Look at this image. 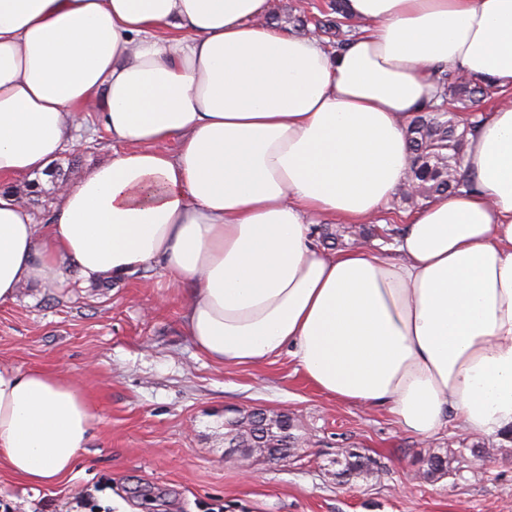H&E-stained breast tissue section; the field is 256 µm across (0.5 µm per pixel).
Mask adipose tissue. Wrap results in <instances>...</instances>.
Masks as SVG:
<instances>
[{"mask_svg": "<svg viewBox=\"0 0 512 512\" xmlns=\"http://www.w3.org/2000/svg\"><path fill=\"white\" fill-rule=\"evenodd\" d=\"M270 0H0V177L45 174L96 113L122 152L57 183L49 223L0 193V305L21 288L159 268L214 362L289 355L323 393L434 434L512 430V101L469 138L471 188L430 198L395 256L328 253L404 186L445 67L512 90V0H346L330 51ZM175 142L174 151L163 148ZM95 414L58 373L0 364V462L71 473Z\"/></svg>", "mask_w": 512, "mask_h": 512, "instance_id": "1", "label": "adipose tissue"}]
</instances>
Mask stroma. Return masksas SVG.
Returning <instances> with one entry per match:
<instances>
[{
  "label": "stroma",
  "instance_id": "stroma-1",
  "mask_svg": "<svg viewBox=\"0 0 512 512\" xmlns=\"http://www.w3.org/2000/svg\"><path fill=\"white\" fill-rule=\"evenodd\" d=\"M330 0H271V25L302 35ZM75 144L52 164L54 182L76 184L120 151L88 114ZM26 201L37 223L52 218L53 186L41 178L0 180ZM413 208L394 197L367 246L391 249ZM182 291L158 269L84 285L65 267L62 282L24 289L0 305V363L62 372L96 415L94 437L74 471L45 487L0 464L8 512H512V438L463 427L447 415L436 434L403 430L386 408L367 409L316 389L288 356L254 365H219L187 336ZM285 409L305 437L298 454L244 470L224 456L225 410ZM485 455L473 457L474 443ZM357 448L380 472L337 481L336 454ZM456 454L447 475L419 472L428 452Z\"/></svg>",
  "mask_w": 512,
  "mask_h": 512
}]
</instances>
